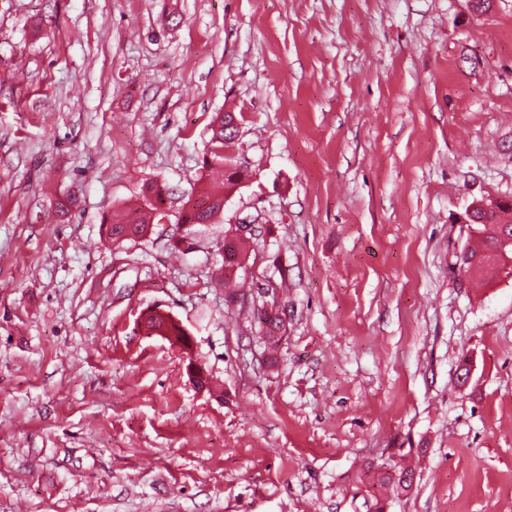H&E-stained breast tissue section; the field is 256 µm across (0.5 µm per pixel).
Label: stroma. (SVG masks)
<instances>
[{
	"instance_id": "1",
	"label": "stroma",
	"mask_w": 512,
	"mask_h": 512,
	"mask_svg": "<svg viewBox=\"0 0 512 512\" xmlns=\"http://www.w3.org/2000/svg\"><path fill=\"white\" fill-rule=\"evenodd\" d=\"M228 111L247 178L174 253ZM148 179L167 221L113 245ZM510 197L512 0H0V512H512V277L456 267L460 215ZM279 306L275 303H267L265 309H277ZM266 310H258L257 313V321L259 323V327L261 332H263L264 337L270 345H276L280 340L281 336H283L286 331L285 320L281 316V314H285L281 312V309L278 308L276 312L272 310L269 313ZM149 312H155V314H148V318L145 322L141 323V328L147 332V334H150L146 327H149L151 329L163 326V322L160 321L157 317H167L168 321H165V327L166 332L168 336H160L168 341H171L174 345H179L185 349L190 348V336L188 331L185 329V327L177 320L173 319L169 315H162L160 312L157 311H149ZM178 336V337H177Z\"/></svg>"
}]
</instances>
